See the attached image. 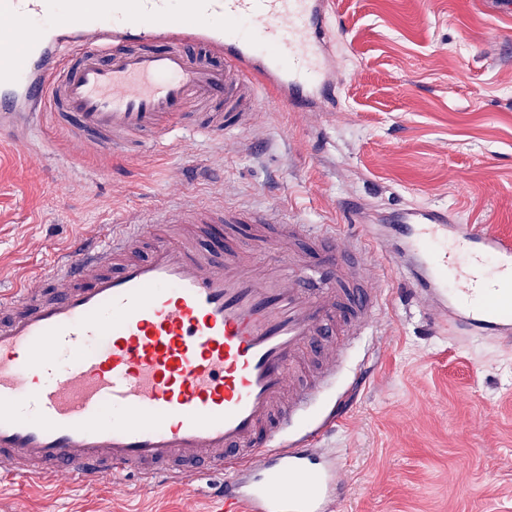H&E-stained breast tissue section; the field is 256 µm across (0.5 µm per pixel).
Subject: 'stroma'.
Masks as SVG:
<instances>
[{
  "mask_svg": "<svg viewBox=\"0 0 512 512\" xmlns=\"http://www.w3.org/2000/svg\"><path fill=\"white\" fill-rule=\"evenodd\" d=\"M336 94L316 107L252 112L123 157L76 140L44 114L27 142L0 141V298L97 242L113 217L188 196L351 235L412 206L512 235V15L494 0H335ZM367 269L386 298L297 434L346 452L335 512H512V345L436 330L389 248ZM346 399L343 415L325 408ZM191 487L128 475L59 490L42 468L0 480V512H221L224 473Z\"/></svg>",
  "mask_w": 512,
  "mask_h": 512,
  "instance_id": "35a3bbf8",
  "label": "stroma"
}]
</instances>
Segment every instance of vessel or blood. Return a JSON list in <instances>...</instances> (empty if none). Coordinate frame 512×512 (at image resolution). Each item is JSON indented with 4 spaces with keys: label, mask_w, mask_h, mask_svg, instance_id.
I'll list each match as a JSON object with an SVG mask.
<instances>
[{
    "label": "vessel or blood",
    "mask_w": 512,
    "mask_h": 512,
    "mask_svg": "<svg viewBox=\"0 0 512 512\" xmlns=\"http://www.w3.org/2000/svg\"><path fill=\"white\" fill-rule=\"evenodd\" d=\"M329 0H0V131L53 113L115 155L166 142L194 109L242 112L257 89L301 109L336 85ZM235 211L164 204L144 224H200L138 256L125 220L16 291L0 319V468L191 483L227 472L224 512H334L346 461L288 429L336 379L337 325L367 335L381 304L352 290L361 243L284 225L228 244ZM387 233L438 327L512 339V238L450 211L402 209Z\"/></svg>",
    "instance_id": "vessel-or-blood-1"
}]
</instances>
